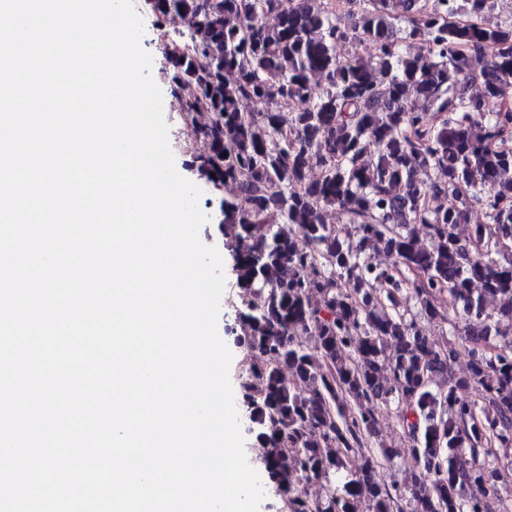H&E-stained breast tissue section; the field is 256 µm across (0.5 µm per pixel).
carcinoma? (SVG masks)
<instances>
[{
  "mask_svg": "<svg viewBox=\"0 0 512 512\" xmlns=\"http://www.w3.org/2000/svg\"><path fill=\"white\" fill-rule=\"evenodd\" d=\"M280 2L144 0L191 128L188 165L221 192L262 481L287 512H501L512 21L485 23L492 0ZM416 39L426 52L405 49ZM357 43L373 52L339 53ZM475 209L484 221L465 240ZM438 319L464 323L465 377L451 371L457 351L424 333ZM472 384L478 399L461 397ZM382 406L413 447L371 446ZM396 460L403 487L388 479Z\"/></svg>",
  "mask_w": 512,
  "mask_h": 512,
  "instance_id": "1",
  "label": "carcinoma"
}]
</instances>
